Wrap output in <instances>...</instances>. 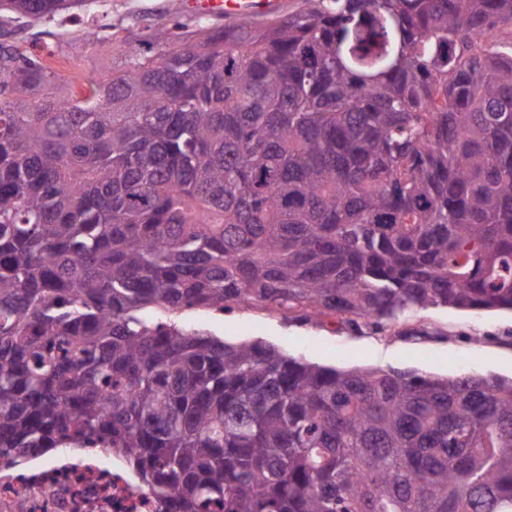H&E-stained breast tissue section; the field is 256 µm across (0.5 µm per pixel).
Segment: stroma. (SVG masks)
Returning a JSON list of instances; mask_svg holds the SVG:
<instances>
[{
    "instance_id": "obj_1",
    "label": "stroma",
    "mask_w": 512,
    "mask_h": 512,
    "mask_svg": "<svg viewBox=\"0 0 512 512\" xmlns=\"http://www.w3.org/2000/svg\"><path fill=\"white\" fill-rule=\"evenodd\" d=\"M222 24V19L182 8L180 0H94L75 18L2 19L0 42L41 57L57 73V95L67 98L121 70L129 45L159 44L176 30L189 38ZM170 319L231 343L260 340L329 367L512 378L511 311L431 308L359 331L329 318L300 323L256 303L222 315L185 309Z\"/></svg>"
}]
</instances>
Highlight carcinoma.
I'll return each mask as SVG.
<instances>
[{"mask_svg":"<svg viewBox=\"0 0 512 512\" xmlns=\"http://www.w3.org/2000/svg\"><path fill=\"white\" fill-rule=\"evenodd\" d=\"M509 24L512 0H303L132 45L65 100L0 45V464L110 450L171 512H512V379L144 315L511 311Z\"/></svg>","mask_w":512,"mask_h":512,"instance_id":"carcinoma-1","label":"carcinoma"}]
</instances>
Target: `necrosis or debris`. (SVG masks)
Masks as SVG:
<instances>
[{
    "label": "necrosis or debris",
    "instance_id": "1",
    "mask_svg": "<svg viewBox=\"0 0 512 512\" xmlns=\"http://www.w3.org/2000/svg\"><path fill=\"white\" fill-rule=\"evenodd\" d=\"M0 512H169L141 491L120 458L105 464L62 457L32 459L28 470L0 477Z\"/></svg>",
    "mask_w": 512,
    "mask_h": 512
}]
</instances>
